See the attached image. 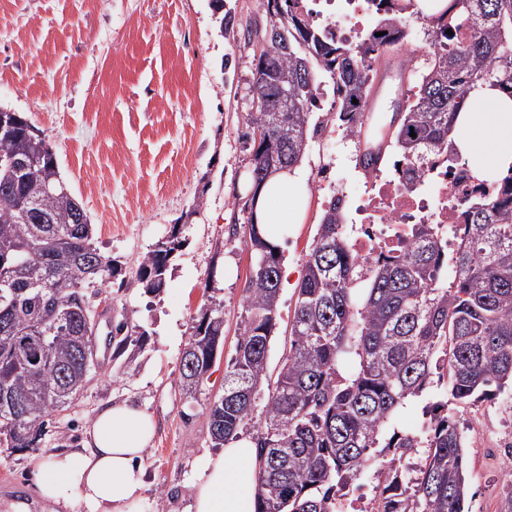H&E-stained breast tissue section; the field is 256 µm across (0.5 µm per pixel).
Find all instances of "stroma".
<instances>
[{"mask_svg":"<svg viewBox=\"0 0 512 512\" xmlns=\"http://www.w3.org/2000/svg\"><path fill=\"white\" fill-rule=\"evenodd\" d=\"M260 0H0V108L25 116L56 153L63 179L95 227L98 248L119 261L91 301L99 309V364L79 400L50 415L37 451L0 447V512L25 500L48 512L33 488L37 464L76 446L103 408L136 405L155 423L145 454L146 487L134 512H189L200 458L216 453L209 404L224 386L244 315L257 253L246 213L235 208L250 180L245 116L252 104L253 50L241 33L261 15ZM233 25L221 32L220 19ZM330 85L319 90L302 166L306 208L281 240L278 328L267 353L277 374L306 254L324 202L349 187L355 208L364 178L355 167L360 139L333 116ZM181 228L183 246L160 295L136 281L142 256ZM224 315V344L195 398H185L179 363L199 313ZM126 320L148 333L143 351L121 372L107 343ZM480 421H473L474 411ZM461 430L479 423L495 435L512 425V406L489 398L457 407ZM471 512H512V481L496 449L468 443Z\"/></svg>","mask_w":512,"mask_h":512,"instance_id":"1","label":"stroma"}]
</instances>
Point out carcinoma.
Listing matches in <instances>:
<instances>
[{
	"label": "carcinoma",
	"instance_id": "obj_1",
	"mask_svg": "<svg viewBox=\"0 0 512 512\" xmlns=\"http://www.w3.org/2000/svg\"><path fill=\"white\" fill-rule=\"evenodd\" d=\"M379 20L356 43L338 41L315 24L302 0H263L271 26L255 59L259 104L247 128L253 141L251 179L260 187V156L274 152L285 170L299 166L311 107L322 80L337 94V119L352 130L363 117L377 75L373 64L395 54L407 37L398 0H370ZM471 20L477 38L457 23ZM381 36H376V33ZM429 63L400 105L385 151L359 155L363 173L403 165L409 185L427 165L461 164L452 132L474 90L490 86L512 98V0H450L432 20ZM299 85L298 105L273 112L277 86ZM358 103H352V99ZM0 124V445L35 451L45 418L68 409L92 380L86 353L94 312L88 290L121 267L94 245L95 228L79 207L50 145L18 112ZM29 162L17 176L14 163ZM467 224L453 255L433 224H418L411 250L361 268L345 231V200L332 197L306 255L288 351L276 379L267 352L277 325L282 252L265 243L251 221L258 252L239 339L224 374V390L209 408L214 445L234 438L251 417L254 397L268 391L255 425L259 472L255 512H336V498L357 489L369 462L388 458L372 512H465L466 438L449 406L473 403L512 388V197L495 193L466 201ZM183 246L179 225L157 241L136 272L144 292L157 295ZM276 267L270 278L264 259ZM220 311L205 307L180 359L182 389L196 393L208 379L224 339ZM55 327L45 337L41 327ZM112 354L145 346L137 326L116 325ZM446 363L445 401L429 406L419 433L390 430L405 401L430 385ZM427 449L407 496L398 493L402 460Z\"/></svg>",
	"mask_w": 512,
	"mask_h": 512
}]
</instances>
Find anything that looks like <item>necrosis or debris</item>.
Instances as JSON below:
<instances>
[{"mask_svg": "<svg viewBox=\"0 0 512 512\" xmlns=\"http://www.w3.org/2000/svg\"><path fill=\"white\" fill-rule=\"evenodd\" d=\"M422 180L420 188L410 189L392 173L367 177L359 206L362 229L351 237L358 259L370 261L408 251L410 228L415 224L436 225L441 238L456 242L466 221L465 195L479 190V183L462 165L425 172Z\"/></svg>", "mask_w": 512, "mask_h": 512, "instance_id": "obj_1", "label": "necrosis or debris"}]
</instances>
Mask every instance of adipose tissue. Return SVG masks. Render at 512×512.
I'll list each match as a JSON object with an SVG mask.
<instances>
[{"instance_id": "adipose-tissue-1", "label": "adipose tissue", "mask_w": 512, "mask_h": 512, "mask_svg": "<svg viewBox=\"0 0 512 512\" xmlns=\"http://www.w3.org/2000/svg\"><path fill=\"white\" fill-rule=\"evenodd\" d=\"M460 155L482 174L512 170V99L491 88L475 91L457 117ZM306 174L297 167L267 180L257 191L255 216L275 237L300 223ZM154 433L152 421L129 403L101 410L86 432L83 448L49 456L34 475L45 502L68 506L78 497L85 512H131L144 488V453ZM258 484L253 441L242 438L206 457L191 485V512H255Z\"/></svg>"}]
</instances>
